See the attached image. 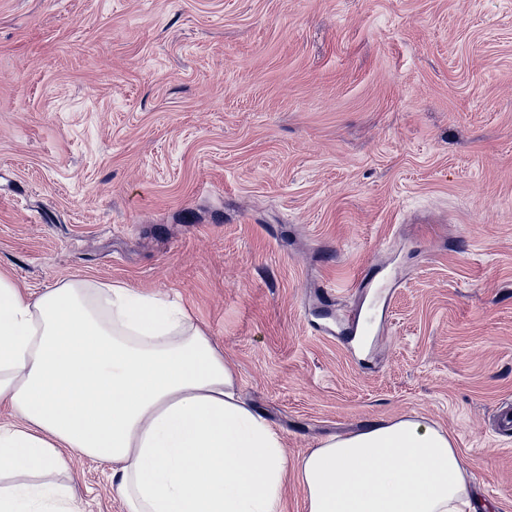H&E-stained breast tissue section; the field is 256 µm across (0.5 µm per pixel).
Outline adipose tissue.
Wrapping results in <instances>:
<instances>
[{
	"instance_id": "ef3b65f1",
	"label": "adipose tissue",
	"mask_w": 512,
	"mask_h": 512,
	"mask_svg": "<svg viewBox=\"0 0 512 512\" xmlns=\"http://www.w3.org/2000/svg\"><path fill=\"white\" fill-rule=\"evenodd\" d=\"M0 512H81L72 454L112 469L125 512H495L444 429L413 419L290 462L231 362L175 300L70 279L32 295L0 273Z\"/></svg>"
}]
</instances>
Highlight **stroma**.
Wrapping results in <instances>:
<instances>
[{
    "label": "stroma",
    "mask_w": 512,
    "mask_h": 512,
    "mask_svg": "<svg viewBox=\"0 0 512 512\" xmlns=\"http://www.w3.org/2000/svg\"><path fill=\"white\" fill-rule=\"evenodd\" d=\"M0 271L168 295L291 459L431 422L512 512V0H0Z\"/></svg>",
    "instance_id": "35a3bbf8"
}]
</instances>
